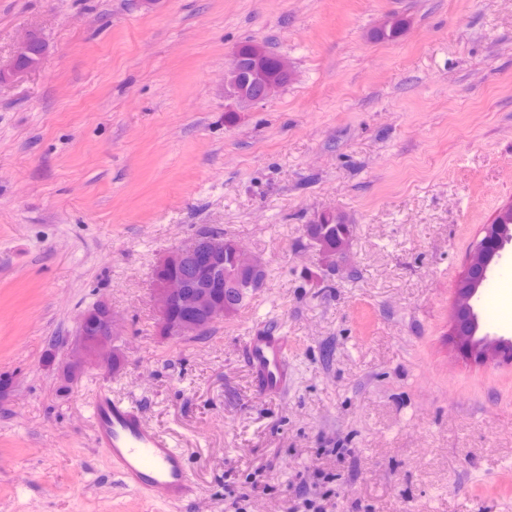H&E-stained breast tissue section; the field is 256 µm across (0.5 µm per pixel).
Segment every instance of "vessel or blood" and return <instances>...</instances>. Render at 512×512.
Returning <instances> with one entry per match:
<instances>
[{
  "label": "vessel or blood",
  "instance_id": "vessel-or-blood-1",
  "mask_svg": "<svg viewBox=\"0 0 512 512\" xmlns=\"http://www.w3.org/2000/svg\"><path fill=\"white\" fill-rule=\"evenodd\" d=\"M287 335L258 328L246 336L244 360L262 396L288 388ZM97 447L106 449L122 483L177 506L197 492L193 475L171 437L145 420L141 408L99 389L90 405Z\"/></svg>",
  "mask_w": 512,
  "mask_h": 512
}]
</instances>
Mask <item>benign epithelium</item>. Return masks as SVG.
<instances>
[{
	"label": "benign epithelium",
	"instance_id": "benign-epithelium-1",
	"mask_svg": "<svg viewBox=\"0 0 512 512\" xmlns=\"http://www.w3.org/2000/svg\"><path fill=\"white\" fill-rule=\"evenodd\" d=\"M47 53L45 41L35 33L25 35L15 46L8 64H0V85L17 81L37 70ZM291 66L282 56L270 61L267 47L250 43L245 53L236 49L224 69V94L239 107L263 103L288 85ZM485 241L496 242L490 257L478 249L481 267H467L460 282V296L467 304L473 334L480 333V315L475 306L479 290L492 265L512 258V224H490ZM266 262L242 248L232 238L200 231L191 239L172 248L157 260L154 270L152 302L156 329L160 336L175 338L200 336L216 322L230 316L224 304L231 288L245 284L263 285ZM119 329L112 307L98 302L77 320L76 339L70 350L67 369L77 378L87 368L112 371V359L118 354L114 336ZM482 334V333H480ZM486 342L512 346V336L483 333Z\"/></svg>",
	"mask_w": 512,
	"mask_h": 512
}]
</instances>
